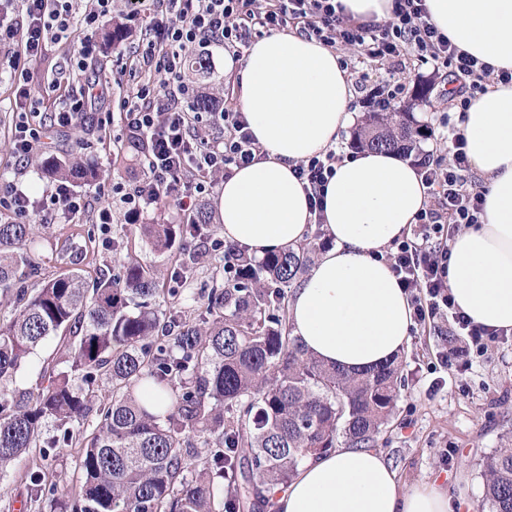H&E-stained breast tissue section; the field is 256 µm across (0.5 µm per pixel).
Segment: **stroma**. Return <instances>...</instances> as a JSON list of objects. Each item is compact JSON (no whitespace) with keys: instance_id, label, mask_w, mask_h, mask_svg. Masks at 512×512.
<instances>
[{"instance_id":"35a3bbf8","label":"stroma","mask_w":512,"mask_h":512,"mask_svg":"<svg viewBox=\"0 0 512 512\" xmlns=\"http://www.w3.org/2000/svg\"><path fill=\"white\" fill-rule=\"evenodd\" d=\"M100 66L103 76L116 73L122 76L121 85L111 86L109 98L98 105L99 111L112 112L111 123L103 128L90 123L76 129L50 128L42 136L37 151L39 157L51 153L62 158L80 157L96 166L101 172L100 179L76 187L94 207L102 204L103 183L120 180L131 187L143 176L138 156L120 141L122 102L136 80L132 73H120L114 49L105 50ZM404 83L402 111L410 113L415 125L435 124L438 112L446 108L447 102L433 83L429 68L405 73ZM422 89L427 92L426 98L416 100V93ZM14 96L15 88L9 76L0 74V178L39 199L49 195L55 183L42 174L36 161L24 167L18 165L10 150ZM205 210L210 224L200 243L210 247L211 254L209 260L199 262L184 255L154 252L149 241L140 236L136 226L126 222L118 209L113 210L112 224L106 232L96 224L92 211L48 226L43 225L40 215H31L29 222L38 241L22 285L38 287L71 263L87 276L105 272L116 278L124 265L135 259L158 266L164 289L171 274L181 271L184 296L178 309L185 316L197 317L205 296L215 284L214 271L223 257L222 252L211 248L213 240L222 237L216 202H208ZM447 327V321L438 320L415 327L412 332L402 358L401 395L374 449L396 469L403 489L434 481L449 487L453 494L463 495L472 512H482L484 460L512 435V340L494 346L476 359L462 378L449 377L438 385L430 364L445 347L441 332ZM78 453V448L61 443L51 449L48 472L57 492L78 485Z\"/></svg>"}]
</instances>
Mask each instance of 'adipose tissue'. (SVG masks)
I'll return each mask as SVG.
<instances>
[{
    "mask_svg": "<svg viewBox=\"0 0 512 512\" xmlns=\"http://www.w3.org/2000/svg\"><path fill=\"white\" fill-rule=\"evenodd\" d=\"M431 21L459 49L512 71V0H426ZM240 87L238 105L266 151L234 169L217 200L226 241L249 254L295 247L310 222L295 164L334 146L353 123L352 88L340 55L294 32L254 41L244 67L224 60ZM461 128L485 178L483 224L450 244L448 286L475 323L512 329V85L470 105ZM427 195L415 168L386 150H364L336 166L325 189L324 227L334 240L288 301L293 336L325 363L358 373L400 355L410 340L411 307L377 253L409 234ZM277 512H454L434 482L403 492L381 453L341 447L310 458L272 489Z\"/></svg>",
    "mask_w": 512,
    "mask_h": 512,
    "instance_id": "ef3b65f1",
    "label": "adipose tissue"
}]
</instances>
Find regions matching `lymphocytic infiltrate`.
I'll return each mask as SVG.
<instances>
[{
    "label": "lymphocytic infiltrate",
    "instance_id": "obj_1",
    "mask_svg": "<svg viewBox=\"0 0 512 512\" xmlns=\"http://www.w3.org/2000/svg\"><path fill=\"white\" fill-rule=\"evenodd\" d=\"M77 5L78 0H0V49L18 47L24 56L35 59L49 42L78 38L76 49L58 65L64 82L51 84L59 93L51 115H44L40 100L31 97L27 69L14 74L11 142L19 163H30L47 124L68 127L86 122L95 102L107 93L106 85L94 76L98 30L115 13L130 21L140 14L138 0H93L91 9L82 13ZM291 28L327 47L349 50L359 63L386 60L402 67L413 62L432 66L437 73L452 71L459 85L449 91L448 107L460 113L489 87L512 84L511 70L490 66L452 44L430 22L425 0H393L390 17L379 22L355 21L340 0H159L141 28L138 43L127 53L147 78L123 105L127 144L138 152L145 176L130 190L118 182L107 188L117 195L125 217L137 220L149 207L169 198L182 223H193L199 199L211 195L226 173L264 158L236 105L229 103L206 115L198 112L196 91L184 79L186 55L192 49L206 53L216 47L238 60L253 37ZM205 119L219 127V136L199 133L198 125ZM444 138L447 158L425 153L413 159L430 203L416 215L413 233L392 242L383 258L410 296L415 324L448 316L455 335L467 337L466 348L437 357L439 367L462 374L489 345L512 334L475 324L456 307L448 288V238L483 223L485 190L470 177L461 129L449 126ZM343 158V153L330 148L294 168L310 198L315 226L323 224V191ZM89 206L88 199L64 181L37 202L17 187L0 188V211L20 220L34 212L46 221L69 219Z\"/></svg>",
    "mask_w": 512,
    "mask_h": 512
}]
</instances>
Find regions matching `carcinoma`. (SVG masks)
<instances>
[{
	"instance_id": "carcinoma-1",
	"label": "carcinoma",
	"mask_w": 512,
	"mask_h": 512,
	"mask_svg": "<svg viewBox=\"0 0 512 512\" xmlns=\"http://www.w3.org/2000/svg\"><path fill=\"white\" fill-rule=\"evenodd\" d=\"M422 134L407 112H370L354 143L408 153ZM42 170L72 183L99 177L53 155ZM208 225L200 212L195 224L144 230L156 250L184 252ZM32 244V225L0 222V293L15 297L11 317L0 320V382L50 338L66 368L47 366L36 391L0 387V473L42 447L50 428L80 448L81 473L74 494L56 497L46 493L47 465L30 469L35 512H271V489L299 462L340 438L349 448L373 446L394 414L398 360L348 374L292 336L287 288L307 271L316 242L242 256L237 279L215 284L192 321L156 306L157 271L139 263L117 279L100 273L89 282L67 270L20 288ZM100 378L112 386L106 398L96 395ZM483 473L488 512H512L511 443L486 457Z\"/></svg>"
}]
</instances>
